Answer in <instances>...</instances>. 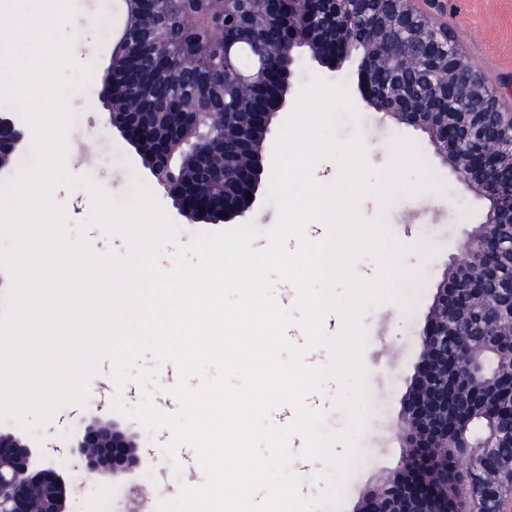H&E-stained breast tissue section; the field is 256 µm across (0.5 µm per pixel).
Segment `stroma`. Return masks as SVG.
Instances as JSON below:
<instances>
[{
    "label": "stroma",
    "instance_id": "stroma-1",
    "mask_svg": "<svg viewBox=\"0 0 512 512\" xmlns=\"http://www.w3.org/2000/svg\"><path fill=\"white\" fill-rule=\"evenodd\" d=\"M67 3L71 13L60 32L73 40L75 68L67 74L66 104L70 121L67 141L74 151L66 155L64 166L75 183L63 186L54 201L64 211L68 239L85 240L99 257H123L119 244L124 234L107 232L93 220L91 189L96 186L119 204L132 203L139 192L148 193L174 225L176 244L243 226L254 227L256 244H264V233L278 216L269 195L279 134L293 114L301 91L322 72L308 50L299 53L285 107L265 139V172L254 204L245 216L227 223H194L178 213L135 148L96 108L100 82L112 64L116 35L125 25L124 0ZM430 11L455 34L462 52L477 65L495 93L504 100L512 98V0H437ZM88 42L95 46L96 56L92 72L84 76L77 66ZM325 75L326 83L343 89L350 100L335 129L336 140L344 143L360 138L365 159L377 173L375 182L380 193L363 197L358 211L365 220L381 221L383 231L405 248L401 254L382 258L364 255L358 259L372 276L386 270L398 284L385 287V300L367 308L361 317L367 333L361 363L373 415L359 438L361 459L343 483L340 512H354L363 493L401 464L404 449L397 434L398 423L421 354L420 333L450 257L464 233L481 224L489 203L455 180L422 132L382 120L359 98L353 62H345L336 72ZM388 196L393 199L389 205L384 202ZM176 244L164 248V257H171ZM139 365L156 370V379L145 386L128 380L127 391L120 394L122 401L130 407L147 398L160 404L168 383L165 365L150 353ZM341 390L338 380L327 383L322 410L325 429L336 436L331 448L343 457L347 447L338 436L351 429L352 419L337 403ZM95 418L114 424L133 438L141 466L94 481L86 479L73 442L78 431ZM1 431L27 443L36 464L64 469L75 488L68 498L67 512H156L160 501L173 499L182 487H197L205 480L198 460L169 456L166 447L172 438L170 431H147L137 421L88 401L63 404L30 429L14 419L0 420Z\"/></svg>",
    "mask_w": 512,
    "mask_h": 512
}]
</instances>
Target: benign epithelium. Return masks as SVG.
Returning <instances> with one entry per match:
<instances>
[{
	"instance_id": "1",
	"label": "benign epithelium",
	"mask_w": 512,
	"mask_h": 512,
	"mask_svg": "<svg viewBox=\"0 0 512 512\" xmlns=\"http://www.w3.org/2000/svg\"><path fill=\"white\" fill-rule=\"evenodd\" d=\"M165 0H125L127 20L99 101L109 122L137 149L178 213L196 222L241 217L264 168L263 144L285 105L297 49L332 66L355 58L363 100L382 117L426 134L455 179L490 202L466 233L438 289L420 340L422 352L404 402L402 466L367 491L356 512H507L512 503V106H504L459 49L448 26L419 0H257L262 23L241 19L245 0H174L185 22L209 32L199 52L217 48L224 66L214 90L191 98L161 89L166 49L178 33L163 24ZM23 137L0 115V169ZM222 152L223 170L194 156ZM87 474L137 465L133 445L110 426L91 424L76 439ZM66 473L38 466L32 452L0 433V512H62Z\"/></svg>"
}]
</instances>
